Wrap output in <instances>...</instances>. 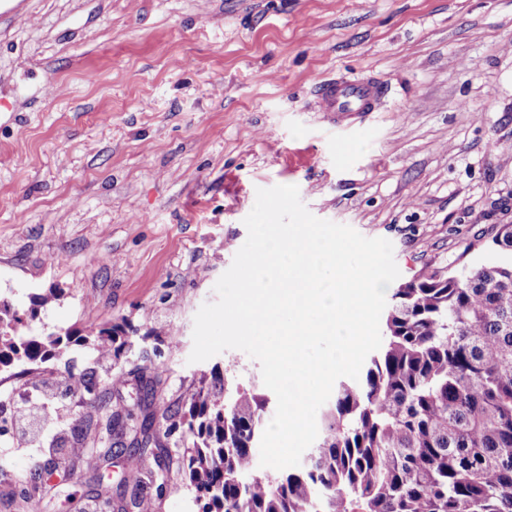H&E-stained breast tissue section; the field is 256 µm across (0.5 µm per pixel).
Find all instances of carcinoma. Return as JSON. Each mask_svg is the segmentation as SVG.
Masks as SVG:
<instances>
[{
    "instance_id": "cac0c4a2",
    "label": "carcinoma",
    "mask_w": 512,
    "mask_h": 512,
    "mask_svg": "<svg viewBox=\"0 0 512 512\" xmlns=\"http://www.w3.org/2000/svg\"><path fill=\"white\" fill-rule=\"evenodd\" d=\"M509 259L459 272L434 270L399 285L380 349L362 378L341 381L322 417L323 436L300 470L255 471L268 399L219 371L201 380L184 411L140 401L141 441L161 449L149 421L181 417V470L199 512H512V224L492 239ZM55 295H34L19 313L0 300V372L61 359L90 344L117 366L124 326L83 334L27 332ZM156 367L138 375L150 394ZM88 423L127 428L100 403L101 381L82 375ZM98 478L101 450L83 448Z\"/></svg>"
}]
</instances>
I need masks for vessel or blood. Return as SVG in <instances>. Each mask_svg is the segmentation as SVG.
<instances>
[{
    "label": "vessel or blood",
    "mask_w": 512,
    "mask_h": 512,
    "mask_svg": "<svg viewBox=\"0 0 512 512\" xmlns=\"http://www.w3.org/2000/svg\"><path fill=\"white\" fill-rule=\"evenodd\" d=\"M386 95L385 85L364 77L326 80L318 86L319 107L335 128L377 111Z\"/></svg>",
    "instance_id": "vessel-or-blood-1"
}]
</instances>
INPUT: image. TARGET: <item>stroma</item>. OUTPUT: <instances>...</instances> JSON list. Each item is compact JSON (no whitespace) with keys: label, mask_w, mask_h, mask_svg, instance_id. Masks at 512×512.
Returning a JSON list of instances; mask_svg holds the SVG:
<instances>
[{"label":"stroma","mask_w":512,"mask_h":512,"mask_svg":"<svg viewBox=\"0 0 512 512\" xmlns=\"http://www.w3.org/2000/svg\"><path fill=\"white\" fill-rule=\"evenodd\" d=\"M0 28V297L57 290L37 329L126 321L130 364L164 366L177 408L212 368L266 393L237 349L192 363L194 316L247 238L256 191L295 185L316 217L391 241L400 281L500 259L512 224V0H20ZM96 72L88 80L87 72ZM389 93L363 126L315 110L329 76ZM176 331L171 344L166 330ZM111 379L90 348L50 382ZM47 434L0 440V512H100L74 469L88 411L45 401ZM154 512H197L176 462Z\"/></svg>","instance_id":"1"}]
</instances>
